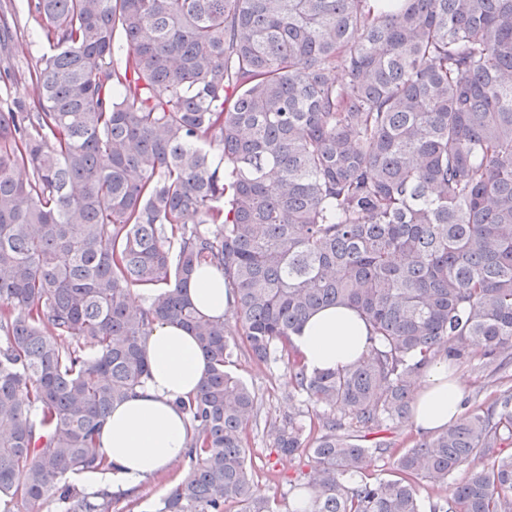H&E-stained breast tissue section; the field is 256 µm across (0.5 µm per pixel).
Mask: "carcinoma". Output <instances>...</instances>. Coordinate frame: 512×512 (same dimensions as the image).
I'll return each mask as SVG.
<instances>
[{"instance_id": "cac0c4a2", "label": "carcinoma", "mask_w": 512, "mask_h": 512, "mask_svg": "<svg viewBox=\"0 0 512 512\" xmlns=\"http://www.w3.org/2000/svg\"><path fill=\"white\" fill-rule=\"evenodd\" d=\"M27 7L48 52L38 104L0 109V512H112L72 478L109 467L97 434L149 378L157 324L209 370L179 401L191 472L149 512H283L252 483L239 354L325 406L312 440L301 411L266 430L311 458L310 512H512L510 391L410 448L363 444L408 419L433 360L476 358L492 386L512 366V0ZM202 266L237 340L189 299ZM327 306L369 348L311 373L291 336ZM385 457L397 478L355 480ZM427 477L446 488L424 503Z\"/></svg>"}]
</instances>
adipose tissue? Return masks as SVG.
<instances>
[{
  "label": "adipose tissue",
  "mask_w": 512,
  "mask_h": 512,
  "mask_svg": "<svg viewBox=\"0 0 512 512\" xmlns=\"http://www.w3.org/2000/svg\"><path fill=\"white\" fill-rule=\"evenodd\" d=\"M195 307L211 318L228 311L224 275L214 268L195 272L190 290ZM294 345L311 371L346 367L367 350L364 322L351 309L329 306L303 324ZM150 376L135 395L114 405L98 442L110 466L83 474L90 490L122 493L137 488L158 472L183 459L192 428L178 402L195 394L209 369L198 342L185 328L155 326L143 342ZM462 384L448 366L434 362L424 373L414 400L413 422L422 432L448 426L461 414Z\"/></svg>",
  "instance_id": "1"
}]
</instances>
